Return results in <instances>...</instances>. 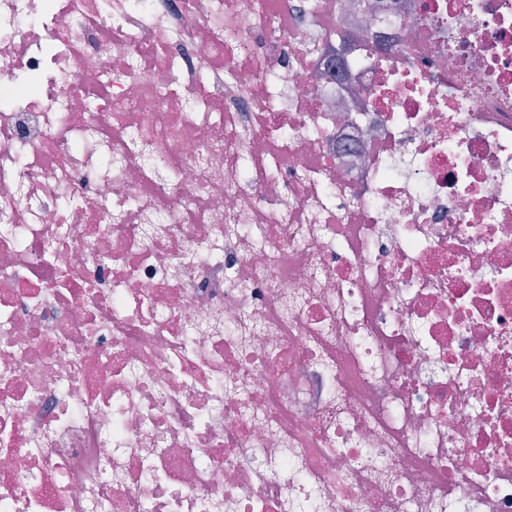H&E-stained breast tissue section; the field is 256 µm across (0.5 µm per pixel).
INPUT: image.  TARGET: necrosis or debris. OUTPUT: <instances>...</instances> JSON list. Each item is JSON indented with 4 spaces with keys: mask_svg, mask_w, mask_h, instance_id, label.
<instances>
[{
    "mask_svg": "<svg viewBox=\"0 0 512 512\" xmlns=\"http://www.w3.org/2000/svg\"><path fill=\"white\" fill-rule=\"evenodd\" d=\"M0 512H512V0H0Z\"/></svg>",
    "mask_w": 512,
    "mask_h": 512,
    "instance_id": "1",
    "label": "necrosis or debris"
}]
</instances>
